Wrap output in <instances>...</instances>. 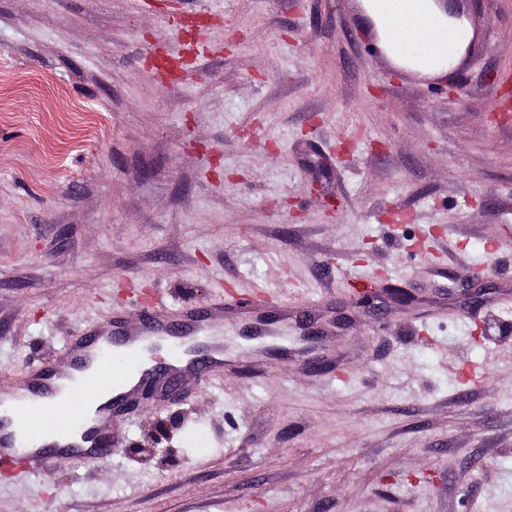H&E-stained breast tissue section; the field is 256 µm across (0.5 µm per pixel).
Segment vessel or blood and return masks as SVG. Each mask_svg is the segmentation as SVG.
I'll use <instances>...</instances> for the list:
<instances>
[{"mask_svg":"<svg viewBox=\"0 0 512 512\" xmlns=\"http://www.w3.org/2000/svg\"><path fill=\"white\" fill-rule=\"evenodd\" d=\"M428 30L417 18L399 15L392 35L405 46L413 33ZM217 321V316L206 318L192 308L175 315L142 311L73 337L55 371L34 384L0 390V408L7 412L0 419V460H20L29 473L50 458L93 465L115 449L113 422L142 381L154 374L151 342L169 343L164 364L173 377L199 382L206 374L223 371L224 338L216 330ZM176 322L187 335H206L204 359H195L172 341Z\"/></svg>","mask_w":512,"mask_h":512,"instance_id":"1","label":"vessel or blood"}]
</instances>
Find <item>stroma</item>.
<instances>
[{"label":"stroma","instance_id":"obj_1","mask_svg":"<svg viewBox=\"0 0 512 512\" xmlns=\"http://www.w3.org/2000/svg\"><path fill=\"white\" fill-rule=\"evenodd\" d=\"M452 6L475 39L422 76L359 0H0V387L118 311L288 314L225 315L240 365L95 466L0 467V512H512V0ZM383 294L402 308L411 306L415 300L414 296L405 288H355L351 304L356 308H375V304L383 298Z\"/></svg>","mask_w":512,"mask_h":512}]
</instances>
